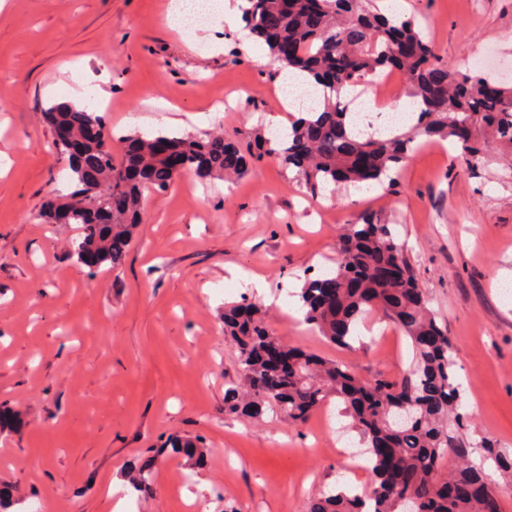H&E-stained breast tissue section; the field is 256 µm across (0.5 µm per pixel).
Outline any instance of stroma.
Instances as JSON below:
<instances>
[{
	"instance_id": "35a3bbf8",
	"label": "stroma",
	"mask_w": 512,
	"mask_h": 512,
	"mask_svg": "<svg viewBox=\"0 0 512 512\" xmlns=\"http://www.w3.org/2000/svg\"><path fill=\"white\" fill-rule=\"evenodd\" d=\"M168 0H7L0 10V406L22 410L0 435V481L46 512H114L127 467L174 435H198L209 458L156 465L131 512H307L341 484L369 487L343 450L359 436L337 399L302 424L272 410L224 412L241 384L224 335V305L262 278L280 296L335 267L345 224L395 225L428 306L448 330L471 442L512 455V149L476 158L442 143L415 151L382 191L310 193L275 159L234 182L194 176L150 197L120 265L77 263L71 224L39 218L68 171L43 119L81 101L114 136L221 133L253 145L280 113L266 49L222 15L187 35L166 22ZM416 15L449 71L494 55L512 68V0H392ZM272 336L350 365L362 378L408 371L410 340L382 312L343 349L307 330L297 310L271 307Z\"/></svg>"
}]
</instances>
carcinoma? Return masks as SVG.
<instances>
[{
    "label": "carcinoma",
    "instance_id": "1",
    "mask_svg": "<svg viewBox=\"0 0 512 512\" xmlns=\"http://www.w3.org/2000/svg\"><path fill=\"white\" fill-rule=\"evenodd\" d=\"M308 2L294 0L293 10L275 25L269 18L277 13L279 0H247L243 12L251 34L267 46L279 70L306 73L312 81L298 85L323 90L310 118L295 122L286 139L274 145L258 137L267 146L266 154L296 168L310 191L379 181L383 176L394 186L395 175L416 150L419 137L452 138L473 154L489 139L512 147V79L483 70L448 74L439 66L417 17L385 15L375 7L377 0H323L326 19L320 30L308 24ZM338 56L347 59L348 72L333 86L325 78L333 74ZM385 72L406 78L417 109L404 123L389 126L386 136L361 138L352 131L356 113L348 111L341 98L365 76ZM46 118L53 126H69L76 136L84 125L102 123L96 113L67 103L49 107ZM105 131L103 141L87 147L97 165L94 189L86 187L80 165L70 159L71 189L57 195L45 213L53 222L57 208L69 211V223L79 229L71 241L72 253L93 270L122 259L123 250L115 244L126 247L132 241L144 211V191L165 192L178 179L157 154V142L174 145L185 173L202 179H233L250 170L246 157L222 135L198 140L177 133H134L120 138L116 148L112 129ZM114 194L124 198L123 211L112 216L109 225L94 223V210ZM397 257L400 273L381 277L380 269ZM299 298L304 322L333 344L350 346L357 325L380 310L410 339L414 352L412 368L403 377L364 381L342 362L291 348L272 336L265 311L255 302L244 298L225 308V335L237 345L248 386L244 395L236 387L225 393V411L253 417L270 408L302 424L335 397L345 404L367 444L372 488L361 493L326 492L311 504L310 512H501L486 474L469 465L475 448L465 435L468 417L461 412L448 333L428 308L395 227L345 225L336 269L309 281ZM270 348L299 358L298 366L271 391V368L265 360ZM171 448L192 467L203 465L208 455L199 439H174ZM447 455L460 466L448 470L443 479L439 469ZM152 474L151 465L144 464L128 470L124 479L130 487L142 489L151 483ZM463 481L478 483L479 492L451 497L450 487Z\"/></svg>",
    "mask_w": 512,
    "mask_h": 512
}]
</instances>
